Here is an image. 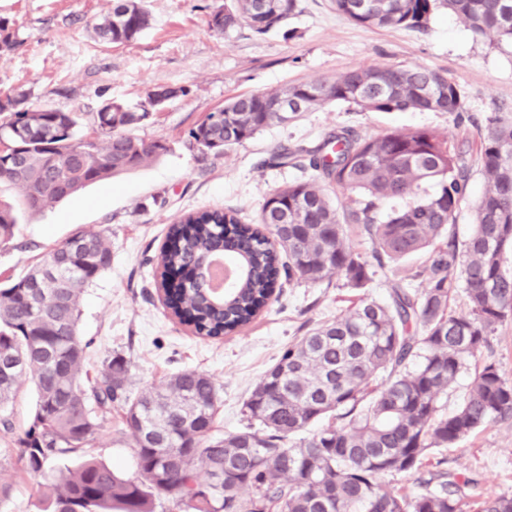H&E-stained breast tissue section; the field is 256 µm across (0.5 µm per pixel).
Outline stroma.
<instances>
[{
	"mask_svg": "<svg viewBox=\"0 0 512 512\" xmlns=\"http://www.w3.org/2000/svg\"><path fill=\"white\" fill-rule=\"evenodd\" d=\"M151 24L133 42L108 44L96 38L95 20L111 0H0V21L12 35L0 51V92L25 91L32 104L83 117L80 132L93 135L91 122L103 101L117 99L149 116L133 135L162 140L167 150L144 166L90 186L35 215H23L15 244L0 248V280L24 275L45 251L81 227L111 230L112 267L86 288L80 332L93 342L87 368L120 355L131 363L133 393L165 383L183 369L209 374L221 389L216 426L233 431L246 425L243 403L284 346L314 324L335 319L359 299L388 300L398 267L419 268L415 253L402 265L375 269L362 288L332 278L305 280L284 288L269 309L234 335L218 341L193 336L167 317L152 278L151 258L167 229L184 213L231 206L255 221L276 188L301 179V171L270 165L279 147H313L331 131L351 127L366 136L390 128L428 129L448 140L469 167L467 199L452 227L458 239L473 229L475 201L484 190L480 133L489 118L512 114V47H495L475 37L448 10L437 9L427 28H366L336 13L330 0H299L288 21L291 37L239 28H210L209 12L224 0H141ZM421 64L448 74L460 88L466 110L445 112H357L331 104L295 123L273 126L221 156L190 146L189 133L206 115L238 95L270 92L289 84L331 78L359 66ZM158 87L185 88L164 109H151L148 94ZM35 402L23 380L12 409L13 435L0 437V482H9L0 512H35L48 473L76 467L69 455L45 472L21 475L14 463L17 439L28 428ZM119 419L105 421L90 452L134 474L135 444L119 437ZM451 470L479 483L489 495L512 496V419L489 422L444 449Z\"/></svg>",
	"mask_w": 512,
	"mask_h": 512,
	"instance_id": "35a3bbf8",
	"label": "stroma"
}]
</instances>
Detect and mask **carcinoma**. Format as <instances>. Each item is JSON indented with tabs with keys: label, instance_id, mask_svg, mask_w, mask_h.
I'll use <instances>...</instances> for the list:
<instances>
[{
	"label": "carcinoma",
	"instance_id": "obj_1",
	"mask_svg": "<svg viewBox=\"0 0 512 512\" xmlns=\"http://www.w3.org/2000/svg\"><path fill=\"white\" fill-rule=\"evenodd\" d=\"M337 13L364 27L423 29L442 7L477 36L512 46V0H331ZM298 0H229L209 14L222 33L247 27L258 35L282 28ZM150 22L137 0H113L93 26L113 44L132 42ZM186 95L161 87L150 101ZM300 110L283 114V100ZM26 95L0 99V182L21 191L20 207L0 202V247L13 242L19 214H37L80 190L132 171L167 150L130 129L148 117L111 99L93 115L97 137L77 134L79 116L23 106ZM333 103L358 112L409 109L459 115L458 85L424 65L354 67L333 78L290 84L272 92L236 96L206 116L189 136L215 156L275 125H285ZM485 187L474 205L471 235L448 232L466 198L467 166L448 141L424 130L391 128L363 136L342 128L317 148H286L278 157L309 178L276 188L259 224L232 208L205 209L170 225L155 270L166 308L204 339L232 335L268 306L281 279L311 282L340 277L353 288L370 281L371 263L349 243L351 229L373 244V259L427 253L425 266L406 274L427 287L392 289L390 300L359 304L289 343L244 403L248 424L221 433L215 427L219 388L203 372L183 370L159 388L134 396L131 363L104 360L85 369L91 341L79 331L84 288L112 267L103 231L75 230L52 246L25 275L0 287V434H13L8 412L19 382L32 381L36 401L19 438L17 462L41 473L53 459L86 453L112 410L121 435L136 447V476L93 458L59 471L34 504L38 512H154L165 499L183 512H512V497L470 496L475 482L443 468L434 452L453 447L484 424L512 418V382L492 363L480 364L497 326L512 313V274L503 257L512 250V117L492 120L481 135ZM348 194L333 203L327 189ZM225 241L249 264L224 304L205 303L196 284L172 289L173 271L206 259ZM466 309L451 302L457 290ZM475 376L464 403L439 412L468 361ZM387 379L376 384L379 372ZM334 415L343 421L309 437L300 433ZM417 475L423 492L394 494L387 473ZM250 489L245 499L241 492Z\"/></svg>",
	"mask_w": 512,
	"mask_h": 512
}]
</instances>
